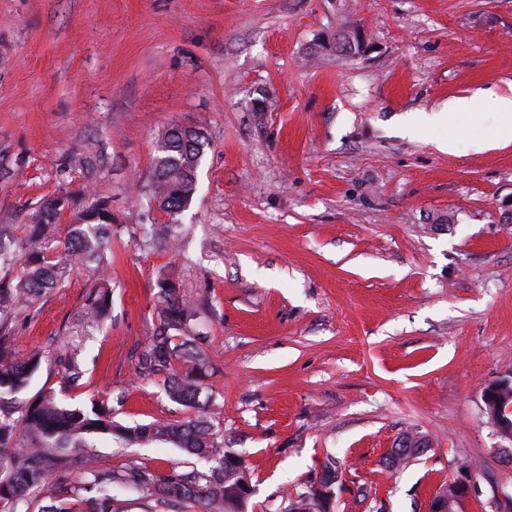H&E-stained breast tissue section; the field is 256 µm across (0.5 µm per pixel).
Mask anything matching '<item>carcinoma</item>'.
<instances>
[{
    "instance_id": "cac0c4a2",
    "label": "carcinoma",
    "mask_w": 512,
    "mask_h": 512,
    "mask_svg": "<svg viewBox=\"0 0 512 512\" xmlns=\"http://www.w3.org/2000/svg\"><path fill=\"white\" fill-rule=\"evenodd\" d=\"M209 148L205 135L186 137L179 127L169 128L157 146L154 176L157 195L166 196L161 211L175 219L191 202L196 191V174ZM82 199L62 191L44 199L32 216L35 240L47 239L48 225L68 210L77 219L63 241V265L102 267L112 251V212L109 203L97 199L80 208ZM52 246L38 245L28 252L26 273L17 283L9 280L14 256L0 244V507L17 512L21 503L38 505V512H115L112 488L127 487L147 494L154 508L164 510L178 504L193 512H244L246 502L225 495L224 434L207 420L188 419L124 426L110 417V408L91 402L88 410L59 401L52 390L34 400L17 403V395L30 384L43 358L40 349L18 353L4 325L12 310L23 301L34 303L61 285L62 270L53 257ZM156 307L160 321L148 337L138 361L140 372L159 377L168 398L196 409L203 381L210 367L204 349L206 337L196 332L194 311L183 300L175 282L157 281ZM112 294L108 281L100 280L87 297L86 316L100 327L108 320ZM68 389L85 385L84 371L74 355L59 360ZM92 435H109L125 446L153 442L171 444L187 455L215 463L210 472L195 469L162 474L134 464L119 471L104 469L95 460ZM69 448L80 452L71 454ZM55 474V483L46 474ZM311 485L295 486L288 493V512H304Z\"/></svg>"
}]
</instances>
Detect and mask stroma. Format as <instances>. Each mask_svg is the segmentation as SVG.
I'll return each instance as SVG.
<instances>
[{"instance_id":"stroma-1","label":"stroma","mask_w":512,"mask_h":512,"mask_svg":"<svg viewBox=\"0 0 512 512\" xmlns=\"http://www.w3.org/2000/svg\"><path fill=\"white\" fill-rule=\"evenodd\" d=\"M354 31L365 51L338 53ZM511 94L512 0H0V225L24 242L64 190L112 211L106 325L80 320L93 266L14 310L15 350L44 351L26 398L104 399L130 426L194 416L137 373L166 274L208 336L203 393L250 468L248 512H288L330 462L335 512H428L461 477L459 512H512V441L483 401L512 380V143L473 145ZM452 101L465 113L432 121ZM176 125L211 148L176 234L148 246L142 227L168 220L156 144ZM66 344L77 391L55 365ZM407 432L430 448L388 470ZM93 443L115 470L210 468ZM59 363L63 367V376L68 390H77L85 385L83 382L85 373L74 354H66L64 358H60Z\"/></svg>"}]
</instances>
